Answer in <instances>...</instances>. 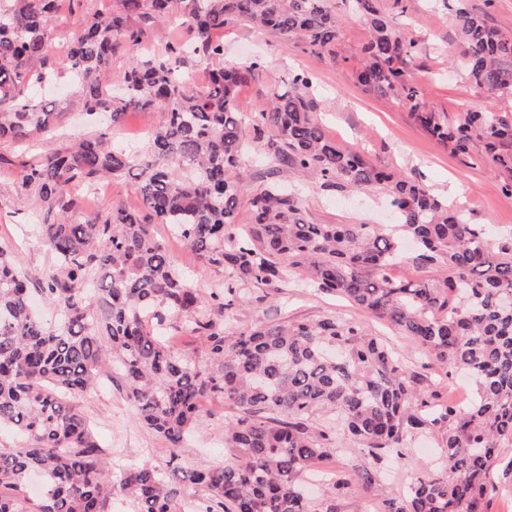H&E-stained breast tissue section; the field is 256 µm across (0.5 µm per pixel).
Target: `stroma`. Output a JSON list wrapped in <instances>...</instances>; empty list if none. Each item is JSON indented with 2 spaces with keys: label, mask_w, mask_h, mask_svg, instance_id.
<instances>
[{
  "label": "stroma",
  "mask_w": 512,
  "mask_h": 512,
  "mask_svg": "<svg viewBox=\"0 0 512 512\" xmlns=\"http://www.w3.org/2000/svg\"><path fill=\"white\" fill-rule=\"evenodd\" d=\"M382 11L393 24L417 44L406 65L409 79L424 90L426 105L456 122L467 111L493 109L512 121V99L497 98L472 86L463 73L449 63L455 52V33L449 10L437 0H412L401 11L394 0H379ZM341 17L335 54H317L287 45L281 38L244 23H231L219 33L224 43L225 61L246 64L260 61L253 78L239 89L246 112L267 107L271 90L287 83L297 71L308 72L313 82V116L327 135L339 144L359 151L370 162L400 172L422 183L450 204L464 208L472 223L490 224L494 229L512 230V196L503 190L504 176L491 171L482 159L480 147L470 156L458 157L422 129L407 108L388 96L359 85L355 74L362 63L361 48L369 38L367 26L348 9L347 0H333ZM93 124L78 114L67 115L63 132L36 138L20 146L0 141V209L10 212L9 221L0 222V248L10 252L18 268L30 278H44L53 268L52 259L33 231L34 203L16 193L23 178L22 160L49 154L60 148L69 135H90ZM240 165L246 170L249 191L270 184L287 183L290 175L268 159L257 146L249 144ZM302 196L308 218L317 224H391L395 217L383 191L365 189L352 194L309 183ZM154 234L166 240L178 267L191 274L201 293H209L221 281L219 272L204 268L200 257L172 238L163 224L153 225ZM327 312L366 322L373 332L387 338L404 366L431 381L440 398L466 400L471 391L468 378L447 379L415 342L384 321L355 308L346 300L311 288L286 274L280 288H252L246 299L228 315L235 329H247L268 322H299L317 319ZM75 404L92 426L100 444L107 448L105 463L112 475L130 466L148 464L169 470L167 441L144 428L137 411L121 387L100 378L94 389L77 396ZM224 415L220 403L206 402L193 432L190 448L181 460L189 468L201 461L221 463L236 455L224 445ZM440 430L407 435L411 460L406 464L386 463L372 486L359 478L367 457L345 434H338L337 446L311 472L313 501L324 493L320 481L350 480L347 493L336 501L339 512H379L382 499L405 493L420 475L419 463L434 464L441 450ZM486 499L489 512H512V444H505L489 469Z\"/></svg>",
  "instance_id": "35a3bbf8"
}]
</instances>
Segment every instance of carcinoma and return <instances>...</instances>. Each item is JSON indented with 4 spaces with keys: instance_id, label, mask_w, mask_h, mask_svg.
I'll list each match as a JSON object with an SVG mask.
<instances>
[{
    "instance_id": "1",
    "label": "carcinoma",
    "mask_w": 512,
    "mask_h": 512,
    "mask_svg": "<svg viewBox=\"0 0 512 512\" xmlns=\"http://www.w3.org/2000/svg\"><path fill=\"white\" fill-rule=\"evenodd\" d=\"M56 2L0 0V141L24 143L58 128L64 113L28 90L59 75L76 87L74 105L104 114L105 124L25 161L16 187L36 199L34 224L57 268L34 283L0 250V428L17 437L0 450V512H29L17 491L33 474L41 479L37 512H108L116 491L135 512H180L177 470L142 464L117 481L109 475L104 449L72 402L107 369L174 459L186 452L202 400L234 409L224 420V444L241 460L200 463L183 474L200 498L197 512H318L302 480L335 446L327 415L368 455L360 475L367 485L384 457L404 459L407 434L440 429L442 473L382 500L380 512H488L489 466L512 442V302L504 301L512 294V233L471 223L423 184L327 136L311 115L312 80L304 72L273 89L268 108L253 115V140L288 172L322 187L386 190L397 223L314 224L297 193L273 185L251 195L252 224L241 233L245 110L238 89L260 64L212 67L201 87L184 71L192 57L224 58L213 33L231 21L333 54L340 18L331 0H117L112 14L84 19L51 65L46 41ZM349 2L369 29L358 83L408 108L454 154L468 156L482 143L485 162L509 177L512 193V122L485 110L451 125L425 109L423 90L405 71L416 43L379 0ZM174 16L192 39L143 51L134 22ZM452 21L455 65L475 87L512 96V34L464 0H456ZM120 51L131 60L115 86L110 71ZM133 110L160 113L146 154L112 144V130ZM126 175L138 179L152 220L170 226L205 268L224 273L209 296L177 268L139 211L83 212L77 187ZM404 237L416 244L408 260L441 268L440 276L389 274ZM367 268L379 276H364ZM288 270L412 338L446 375L467 374L468 402L433 403L435 391L386 341L337 313L229 331L224 310L242 289L274 287ZM35 292L57 307L55 325L34 313ZM171 329L185 330L198 347L174 350Z\"/></svg>"
}]
</instances>
